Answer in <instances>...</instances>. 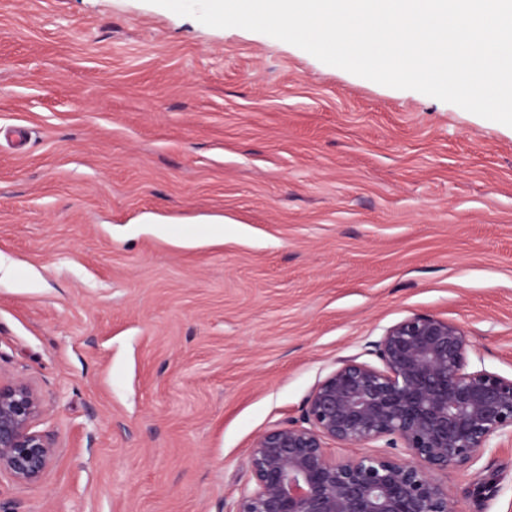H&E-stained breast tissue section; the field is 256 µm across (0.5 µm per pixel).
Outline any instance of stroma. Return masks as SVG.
<instances>
[{"instance_id":"obj_1","label":"stroma","mask_w":512,"mask_h":512,"mask_svg":"<svg viewBox=\"0 0 512 512\" xmlns=\"http://www.w3.org/2000/svg\"><path fill=\"white\" fill-rule=\"evenodd\" d=\"M416 313L512 377V127L149 0H0V512H231L254 441ZM512 512V437L441 473ZM43 412L36 390L25 380L0 377V472L17 482H37L58 448L47 434L34 430Z\"/></svg>"}]
</instances>
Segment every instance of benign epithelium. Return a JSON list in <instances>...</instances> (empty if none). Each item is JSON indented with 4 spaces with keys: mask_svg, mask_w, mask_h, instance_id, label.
Here are the masks:
<instances>
[{
    "mask_svg": "<svg viewBox=\"0 0 512 512\" xmlns=\"http://www.w3.org/2000/svg\"><path fill=\"white\" fill-rule=\"evenodd\" d=\"M308 395L304 423L288 422L254 442L232 512H452L437 473L472 464L483 448L512 436V378L470 366L472 342L451 320L414 314L390 326ZM43 412L25 380L0 379V472L37 482L58 448L34 429ZM375 443L376 453L336 459Z\"/></svg>",
    "mask_w": 512,
    "mask_h": 512,
    "instance_id": "benign-epithelium-1",
    "label": "benign epithelium"
}]
</instances>
